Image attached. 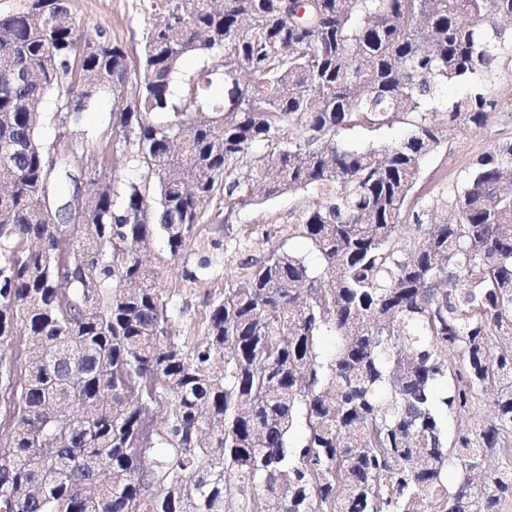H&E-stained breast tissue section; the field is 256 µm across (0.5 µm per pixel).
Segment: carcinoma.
Returning a JSON list of instances; mask_svg holds the SVG:
<instances>
[{"mask_svg":"<svg viewBox=\"0 0 512 512\" xmlns=\"http://www.w3.org/2000/svg\"><path fill=\"white\" fill-rule=\"evenodd\" d=\"M512 0H167L129 76L122 44L83 40L67 0L0 17V509L3 512H501L512 501V142L471 164L424 224L423 161L483 126V95L438 111L448 82L497 69ZM200 52L214 65L178 77ZM231 87L215 98V77ZM180 80L179 92L173 83ZM135 181L80 189L71 155L38 137L47 92L80 124L105 89ZM395 122L408 136L350 148ZM71 184L65 193L62 187ZM316 199L282 247L243 263L204 336L142 255L177 257L224 196L231 215L284 193ZM424 227L398 246L402 212ZM322 336L335 340L324 352ZM24 368H18V362ZM493 390L494 417L448 435ZM163 405L157 425L151 407ZM51 464L57 479L38 496Z\"/></svg>","mask_w":512,"mask_h":512,"instance_id":"obj_1","label":"carcinoma"}]
</instances>
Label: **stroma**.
Wrapping results in <instances>:
<instances>
[{"instance_id":"35a3bbf8","label":"stroma","mask_w":512,"mask_h":512,"mask_svg":"<svg viewBox=\"0 0 512 512\" xmlns=\"http://www.w3.org/2000/svg\"><path fill=\"white\" fill-rule=\"evenodd\" d=\"M162 3L163 0H69L80 37L92 38L97 29L106 30L112 39L124 45L134 71L139 68L143 35ZM476 93L495 103L494 116L484 126L458 132L424 161L415 191L426 205H433L437 197L450 191L478 156L500 143L512 142V45L502 49L495 75L489 78L475 75L449 84L444 100L450 103ZM59 105L58 97L53 94L39 103L40 110L48 115L40 129L45 143L77 155L83 165L112 173L120 181L137 178L134 163L124 159L125 144L113 122L119 104L110 92L101 93L84 112L80 125L71 127L69 135L63 137L58 134L55 117ZM302 200V195L285 194L241 210L233 217V234L228 235L223 224L213 220L224 209L222 197L217 196L204 205L202 222L178 257H170L163 241H156L151 259L162 271L157 286L163 295L172 296L185 308L175 324L178 335L193 339L203 335L202 318L207 305L238 280L245 260L262 257L265 251L280 245L309 262H316L310 243L286 232L289 213ZM204 258L210 261L205 269L199 266ZM187 270L196 273V280H184L183 273Z\"/></svg>"}]
</instances>
